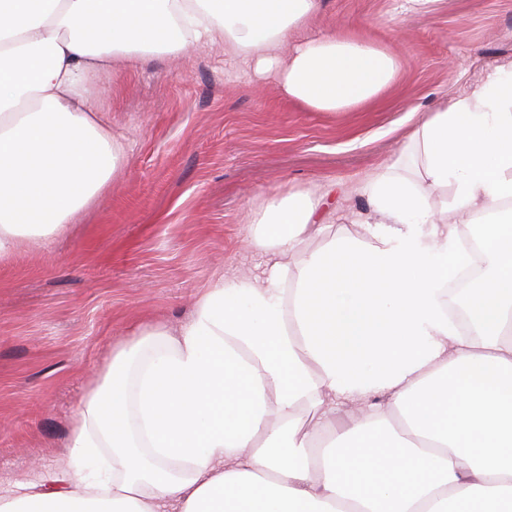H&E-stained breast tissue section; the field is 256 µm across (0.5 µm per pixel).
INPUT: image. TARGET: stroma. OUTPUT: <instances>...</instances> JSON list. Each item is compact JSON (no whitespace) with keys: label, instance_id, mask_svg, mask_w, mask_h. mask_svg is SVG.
Here are the masks:
<instances>
[{"label":"stroma","instance_id":"obj_1","mask_svg":"<svg viewBox=\"0 0 512 512\" xmlns=\"http://www.w3.org/2000/svg\"><path fill=\"white\" fill-rule=\"evenodd\" d=\"M328 30L395 49L384 102L309 111L219 36L94 78L122 145L111 187L65 233L0 264V494L69 466L84 394L133 329L179 327L218 276L263 274L251 240L265 197L332 188L337 213L368 211L361 181L400 157L414 126L512 62V0H434L417 15L405 0H322L308 31Z\"/></svg>","mask_w":512,"mask_h":512}]
</instances>
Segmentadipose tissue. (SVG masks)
Returning a JSON list of instances; mask_svg holds the SVG:
<instances>
[{"label": "adipose tissue", "mask_w": 512, "mask_h": 512, "mask_svg": "<svg viewBox=\"0 0 512 512\" xmlns=\"http://www.w3.org/2000/svg\"><path fill=\"white\" fill-rule=\"evenodd\" d=\"M320 10L0 0V259L63 232L109 188L122 147L92 100L100 72L220 33L309 111L382 99L393 49L359 32L291 42ZM405 150L414 176L391 164L365 180L371 215L344 214L296 268L289 256L334 193L268 196L252 236L271 259L264 278L213 281L177 329L137 327L87 391L70 454L111 449V477L20 483L0 512H512V66L432 110ZM448 186L463 225L432 212ZM469 224L488 264L464 332L444 295L471 261Z\"/></svg>", "instance_id": "obj_1"}]
</instances>
